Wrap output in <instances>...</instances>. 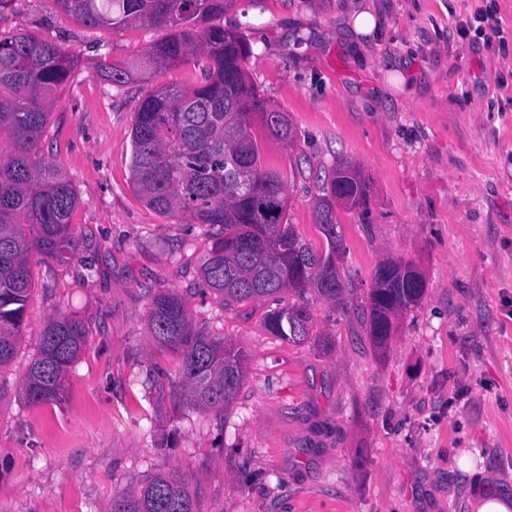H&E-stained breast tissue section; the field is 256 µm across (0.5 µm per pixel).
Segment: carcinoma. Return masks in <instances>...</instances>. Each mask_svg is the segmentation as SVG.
<instances>
[{"instance_id": "cac0c4a2", "label": "carcinoma", "mask_w": 512, "mask_h": 512, "mask_svg": "<svg viewBox=\"0 0 512 512\" xmlns=\"http://www.w3.org/2000/svg\"><path fill=\"white\" fill-rule=\"evenodd\" d=\"M233 0H54L56 7L92 28L123 30L131 25L169 29L132 63L97 64L103 80L123 86L137 71L170 69L190 56L204 60L202 78L181 88L162 85L143 97L131 129V184L151 209L207 226L211 245L201 257L205 288L226 302L244 303L293 292L298 300L271 309L265 329L292 343L310 339L309 290L336 304L345 287L336 256L342 251L332 197L356 195L352 209H367L370 178L340 161L316 201L319 251L288 221L281 175L262 166L252 120L288 147L292 127L281 125L244 68V38L218 23ZM79 61L61 47L29 34L0 36V369L8 365L26 321L34 282L30 260L37 255L60 263L80 258L88 246L71 217L79 197L59 163L43 157L42 137L56 91L70 81ZM380 261L362 305L367 336L383 355L399 316L420 305L425 289L405 276L385 277ZM148 325L153 341L181 357L179 401L218 415L228 409L244 380L245 356L224 339L195 329L184 299L172 289L152 296ZM87 336L77 316L47 319L39 353L24 382L33 405L56 401L68 369ZM197 494L184 480L157 474L137 491L112 498L109 512H199Z\"/></svg>"}]
</instances>
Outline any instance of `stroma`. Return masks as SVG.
<instances>
[{"instance_id": "1", "label": "stroma", "mask_w": 512, "mask_h": 512, "mask_svg": "<svg viewBox=\"0 0 512 512\" xmlns=\"http://www.w3.org/2000/svg\"><path fill=\"white\" fill-rule=\"evenodd\" d=\"M489 6L498 30L461 37ZM364 11L377 19L368 34L353 26ZM223 24L249 42L251 79L292 123L293 147L259 143L303 239L325 245L315 201L337 158L371 179L367 211L336 212L344 304L311 302L335 348L271 336L273 299L203 291L208 228L151 210L130 185L139 102L201 80L196 61L110 85L96 62L136 58L165 29H92L53 0H15L0 33L80 60L43 145L93 245L64 265L31 260L27 323L0 369V512H108L159 473L188 480L199 512H471L480 476L512 496V0H235ZM388 257L418 264L427 290L381 359L356 307ZM167 287L195 327L246 354L224 415L173 406L180 360L148 329ZM55 314L80 315L88 336L61 399L36 407L23 383Z\"/></svg>"}]
</instances>
